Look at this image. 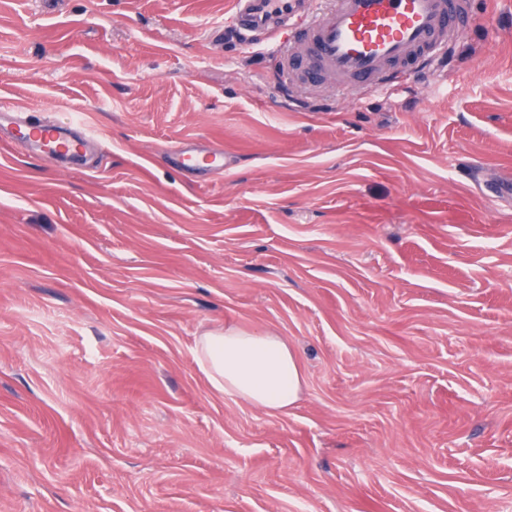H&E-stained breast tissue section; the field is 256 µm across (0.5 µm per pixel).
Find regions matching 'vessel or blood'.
Returning <instances> with one entry per match:
<instances>
[{
  "label": "vessel or blood",
  "mask_w": 512,
  "mask_h": 512,
  "mask_svg": "<svg viewBox=\"0 0 512 512\" xmlns=\"http://www.w3.org/2000/svg\"><path fill=\"white\" fill-rule=\"evenodd\" d=\"M233 6L243 40L253 32L274 39L300 26L304 74L341 87L400 84L470 23V0H332L324 9L315 0H233ZM170 155L181 168L221 170L229 161L187 140L174 142Z\"/></svg>",
  "instance_id": "vessel-or-blood-1"
}]
</instances>
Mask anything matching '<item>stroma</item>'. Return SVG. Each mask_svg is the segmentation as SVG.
<instances>
[{"instance_id":"obj_1","label":"stroma","mask_w":512,"mask_h":512,"mask_svg":"<svg viewBox=\"0 0 512 512\" xmlns=\"http://www.w3.org/2000/svg\"><path fill=\"white\" fill-rule=\"evenodd\" d=\"M230 8L0 0V512H512V0L389 90L284 74ZM227 327L288 343L295 406L210 387ZM62 129L63 128L54 121H44L30 125L28 135L37 141L46 139H64L73 142L75 144V148L77 146H83V140L71 139L62 131ZM170 156L180 168L206 165L211 169L223 170L231 161V157L222 151H208L203 154L200 147L188 140L175 141L171 145Z\"/></svg>"}]
</instances>
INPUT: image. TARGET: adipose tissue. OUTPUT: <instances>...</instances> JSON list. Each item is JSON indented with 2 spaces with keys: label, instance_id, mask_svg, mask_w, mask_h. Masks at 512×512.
Listing matches in <instances>:
<instances>
[{
  "label": "adipose tissue",
  "instance_id": "obj_1",
  "mask_svg": "<svg viewBox=\"0 0 512 512\" xmlns=\"http://www.w3.org/2000/svg\"><path fill=\"white\" fill-rule=\"evenodd\" d=\"M196 362L211 387L274 414L293 406L302 371L293 351L272 333L227 328L200 336Z\"/></svg>",
  "mask_w": 512,
  "mask_h": 512
}]
</instances>
